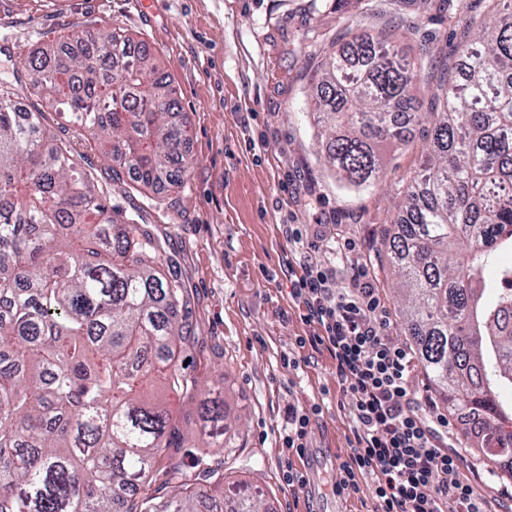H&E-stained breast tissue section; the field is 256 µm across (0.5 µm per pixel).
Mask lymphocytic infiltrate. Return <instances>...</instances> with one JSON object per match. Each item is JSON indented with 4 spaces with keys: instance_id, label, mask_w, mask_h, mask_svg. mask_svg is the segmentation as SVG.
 Returning a JSON list of instances; mask_svg holds the SVG:
<instances>
[{
    "instance_id": "1",
    "label": "lymphocytic infiltrate",
    "mask_w": 512,
    "mask_h": 512,
    "mask_svg": "<svg viewBox=\"0 0 512 512\" xmlns=\"http://www.w3.org/2000/svg\"><path fill=\"white\" fill-rule=\"evenodd\" d=\"M286 235L293 253L289 295L310 328L302 342L329 353L350 420L352 436L337 458L334 492L359 494L365 479L373 512H506L462 472L453 441L456 426L468 425V417L449 421L428 392L412 389L416 360L391 332L369 264L350 262L343 251L335 264L310 262L296 225H287ZM340 264L351 267L343 288L336 285Z\"/></svg>"
}]
</instances>
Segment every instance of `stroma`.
<instances>
[{"label":"stroma","mask_w":512,"mask_h":512,"mask_svg":"<svg viewBox=\"0 0 512 512\" xmlns=\"http://www.w3.org/2000/svg\"><path fill=\"white\" fill-rule=\"evenodd\" d=\"M488 0H0V72L23 67L32 45L92 22L139 36L162 61L189 127L193 165L172 193L152 195L112 184V165L54 109L46 124L110 185L116 214L140 213L165 240L169 266L191 299L192 364L224 386V450L209 448L196 411L166 394L196 456L224 472V508L236 491L261 488L268 512H371L372 497L332 494L336 457L350 434L328 353L300 348L309 332L288 297L287 224L307 231L312 261L355 244L351 259L372 262L393 331L404 336L395 275L380 250L401 212L404 192L430 147V113L440 111L442 78L471 19ZM398 27L406 51L426 45L412 86L419 123L404 142L378 148L380 181L360 188L336 180L306 105L332 44L352 33ZM291 354L298 368L283 365ZM310 416L305 466L313 496L295 501L283 481L281 437L288 408Z\"/></svg>","instance_id":"stroma-1"}]
</instances>
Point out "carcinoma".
Returning <instances> with one entry per match:
<instances>
[{
    "mask_svg": "<svg viewBox=\"0 0 512 512\" xmlns=\"http://www.w3.org/2000/svg\"><path fill=\"white\" fill-rule=\"evenodd\" d=\"M459 48L431 149L383 235L402 318L448 413L479 422L464 447L512 465V0ZM411 59L392 30L350 36L317 79L311 115L325 162L351 186L380 177L374 144L402 139ZM31 85L112 161V181L175 188L190 160L187 126L150 49L124 29L73 30L33 48ZM20 72L0 77V512H224V474L183 476L179 421L152 397L197 406L208 445L224 451V390L175 366L194 347L188 294L161 271L164 247L140 218L112 215L110 192L43 124L19 108ZM161 461L176 485L131 490ZM258 489L235 512H264Z\"/></svg>",
    "mask_w": 512,
    "mask_h": 512,
    "instance_id": "carcinoma-1",
    "label": "carcinoma"
}]
</instances>
